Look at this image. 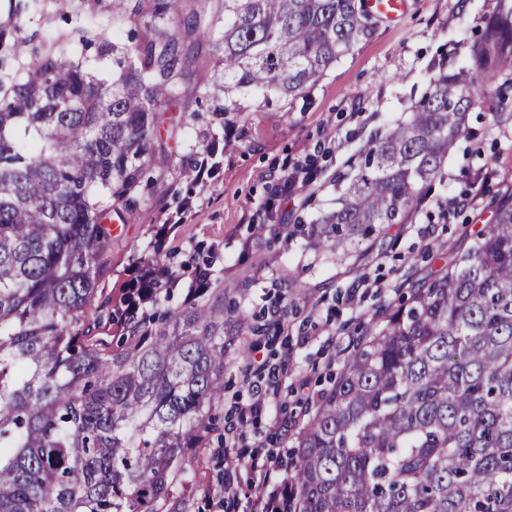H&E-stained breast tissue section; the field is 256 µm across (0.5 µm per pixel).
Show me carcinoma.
I'll use <instances>...</instances> for the list:
<instances>
[{"label":"carcinoma","instance_id":"carcinoma-1","mask_svg":"<svg viewBox=\"0 0 512 512\" xmlns=\"http://www.w3.org/2000/svg\"><path fill=\"white\" fill-rule=\"evenodd\" d=\"M164 0L126 44L91 23L51 42L63 0H10L0 26V512H162L189 480L186 450L216 430L224 398V304L204 249L155 242L134 276L104 288L143 180L221 169L238 96L289 106L309 96L377 18L362 0ZM220 33L224 99L206 86L218 132L198 152L159 140L161 108L183 92L187 40ZM112 58L98 81L58 44ZM465 62L442 65L405 121L377 130L339 207L302 225L342 258L394 224H413L446 182L486 100L512 111V0H496ZM493 220L379 320L297 432L282 512H512V185Z\"/></svg>","mask_w":512,"mask_h":512}]
</instances>
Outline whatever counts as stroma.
<instances>
[{"label": "stroma", "mask_w": 512, "mask_h": 512, "mask_svg": "<svg viewBox=\"0 0 512 512\" xmlns=\"http://www.w3.org/2000/svg\"><path fill=\"white\" fill-rule=\"evenodd\" d=\"M488 0H407L394 22H379L374 33L349 53L294 109L271 100H250L241 113L231 114V144L224 149L217 176L201 175L191 209L178 214L172 196L178 175L141 186V203L124 217L121 237L112 246L113 280H126L133 251L148 247L158 227L172 224V246L188 250L203 242L215 246L213 268L226 298L240 302L248 323L226 318L224 324V400L215 412L229 417L233 406L252 402L244 381L247 356L259 351L278 369L280 397L242 430L245 442H266L286 454L305 410V392L298 385L308 377L310 390L325 388L327 372L339 371L348 359L344 348L358 337L359 324L396 305L409 288L429 273L428 256L451 246L468 247L473 225L492 220V194L483 192L471 206L441 218L437 212L419 215L404 233H387L366 241L340 260L288 237L285 228L309 223L334 206V178L386 123L408 119L425 93L441 57L462 63L455 42L458 27L481 25ZM189 82L223 92L224 81L213 45L200 37L189 44ZM210 105L190 94L173 100L172 121L160 132L168 146L202 145ZM314 165L316 181L293 200L282 199L279 180L285 167ZM497 173V184L512 183V112L499 114L491 134L460 140L444 171L448 193L471 190L482 167ZM379 280L363 288L356 307L345 300L364 278ZM288 308V330L278 336L257 334L272 305ZM191 479L176 482L174 512H245V501L220 502L218 491L228 467L216 435L204 447L186 452Z\"/></svg>", "instance_id": "stroma-1"}]
</instances>
